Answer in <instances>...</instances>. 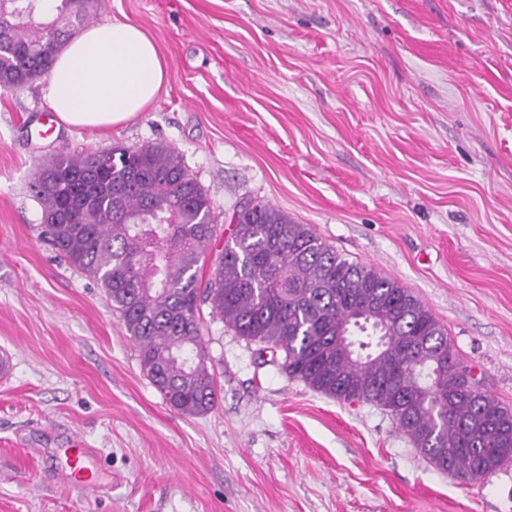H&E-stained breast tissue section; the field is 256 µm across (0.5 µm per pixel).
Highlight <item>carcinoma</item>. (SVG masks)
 Wrapping results in <instances>:
<instances>
[{
  "mask_svg": "<svg viewBox=\"0 0 512 512\" xmlns=\"http://www.w3.org/2000/svg\"><path fill=\"white\" fill-rule=\"evenodd\" d=\"M103 0H0V89L50 74ZM43 234L103 288L140 367L175 410H213L200 306L280 355L288 377L336 400L390 412L440 471L485 479L512 462V410L482 389L456 392L448 332L396 280L336 252L270 204H241L213 265L214 203L182 155L159 141L60 155L33 172ZM367 315L353 339L351 318Z\"/></svg>",
  "mask_w": 512,
  "mask_h": 512,
  "instance_id": "obj_1",
  "label": "carcinoma"
}]
</instances>
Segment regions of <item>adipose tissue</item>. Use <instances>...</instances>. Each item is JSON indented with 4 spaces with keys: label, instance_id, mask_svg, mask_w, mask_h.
<instances>
[{
    "label": "adipose tissue",
    "instance_id": "1",
    "mask_svg": "<svg viewBox=\"0 0 512 512\" xmlns=\"http://www.w3.org/2000/svg\"><path fill=\"white\" fill-rule=\"evenodd\" d=\"M165 80L157 47L140 26L119 19L91 25L59 53L48 101L67 127L102 128L129 121Z\"/></svg>",
    "mask_w": 512,
    "mask_h": 512
}]
</instances>
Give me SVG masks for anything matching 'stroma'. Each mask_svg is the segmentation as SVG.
<instances>
[{"instance_id":"obj_1","label":"stroma","mask_w":512,"mask_h":512,"mask_svg":"<svg viewBox=\"0 0 512 512\" xmlns=\"http://www.w3.org/2000/svg\"><path fill=\"white\" fill-rule=\"evenodd\" d=\"M165 64L108 128L44 135L47 78L0 90V512H512V463L438 470L381 407L289 378L202 305L218 398L173 409L100 285L41 234L32 171L175 146L215 205L309 225L412 292L512 409V0H106ZM93 448L103 491L62 477Z\"/></svg>"}]
</instances>
